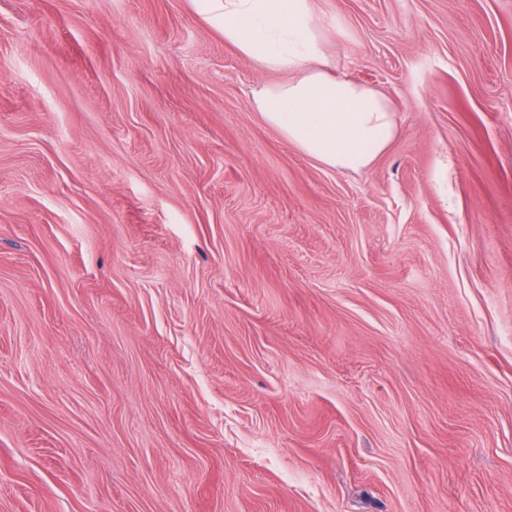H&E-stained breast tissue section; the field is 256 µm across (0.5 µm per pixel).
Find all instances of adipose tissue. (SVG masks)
<instances>
[{"mask_svg":"<svg viewBox=\"0 0 512 512\" xmlns=\"http://www.w3.org/2000/svg\"><path fill=\"white\" fill-rule=\"evenodd\" d=\"M226 43L260 67L284 74L257 90L264 120L313 160L367 168L396 134L394 109L380 91L337 75L323 50L313 0H199Z\"/></svg>","mask_w":512,"mask_h":512,"instance_id":"ef3b65f1","label":"adipose tissue"}]
</instances>
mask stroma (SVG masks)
<instances>
[{"label": "stroma", "instance_id": "35a3bbf8", "mask_svg": "<svg viewBox=\"0 0 512 512\" xmlns=\"http://www.w3.org/2000/svg\"><path fill=\"white\" fill-rule=\"evenodd\" d=\"M314 4L361 171L197 0H0V512H512V0Z\"/></svg>", "mask_w": 512, "mask_h": 512}]
</instances>
